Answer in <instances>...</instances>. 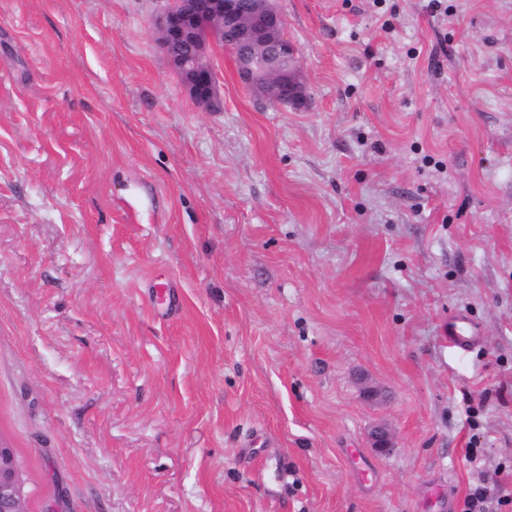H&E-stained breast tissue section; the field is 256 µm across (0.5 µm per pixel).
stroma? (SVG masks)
Segmentation results:
<instances>
[{
  "instance_id": "35a3bbf8",
  "label": "stroma",
  "mask_w": 512,
  "mask_h": 512,
  "mask_svg": "<svg viewBox=\"0 0 512 512\" xmlns=\"http://www.w3.org/2000/svg\"><path fill=\"white\" fill-rule=\"evenodd\" d=\"M444 4L277 0L308 108L214 47L208 111L162 0H0V437L28 512L512 494V0Z\"/></svg>"
}]
</instances>
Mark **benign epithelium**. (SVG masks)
Wrapping results in <instances>:
<instances>
[{"label": "benign epithelium", "instance_id": "1", "mask_svg": "<svg viewBox=\"0 0 512 512\" xmlns=\"http://www.w3.org/2000/svg\"><path fill=\"white\" fill-rule=\"evenodd\" d=\"M275 0H166L155 20L157 45L199 104L216 99L208 49L236 60L240 82L275 106L307 107L295 44ZM27 483L10 446L0 439V512H26Z\"/></svg>", "mask_w": 512, "mask_h": 512}]
</instances>
